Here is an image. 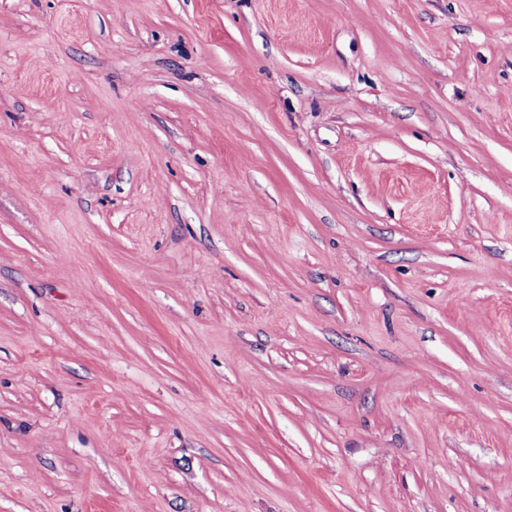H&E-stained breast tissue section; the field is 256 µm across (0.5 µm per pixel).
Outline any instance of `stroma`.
I'll list each match as a JSON object with an SVG mask.
<instances>
[{"label":"stroma","mask_w":512,"mask_h":512,"mask_svg":"<svg viewBox=\"0 0 512 512\" xmlns=\"http://www.w3.org/2000/svg\"><path fill=\"white\" fill-rule=\"evenodd\" d=\"M0 512H512V0H0Z\"/></svg>","instance_id":"35a3bbf8"}]
</instances>
